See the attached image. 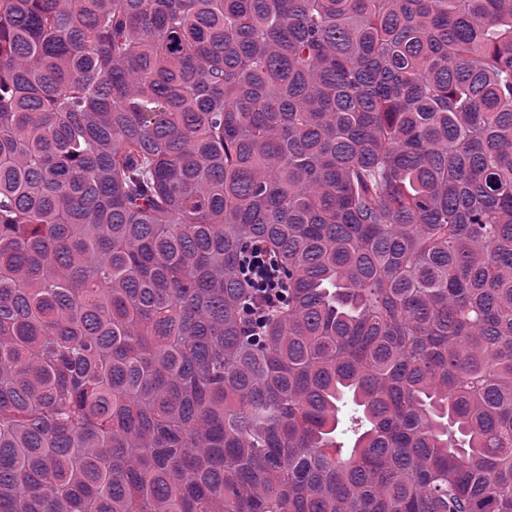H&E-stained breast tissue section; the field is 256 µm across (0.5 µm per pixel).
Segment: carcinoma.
Segmentation results:
<instances>
[{"label": "carcinoma", "instance_id": "obj_1", "mask_svg": "<svg viewBox=\"0 0 512 512\" xmlns=\"http://www.w3.org/2000/svg\"><path fill=\"white\" fill-rule=\"evenodd\" d=\"M0 512H512V0H0ZM239 266L249 287L255 290V298L249 305L250 329L255 330L265 315L282 303V276L277 261L257 243L241 253Z\"/></svg>", "mask_w": 512, "mask_h": 512}]
</instances>
